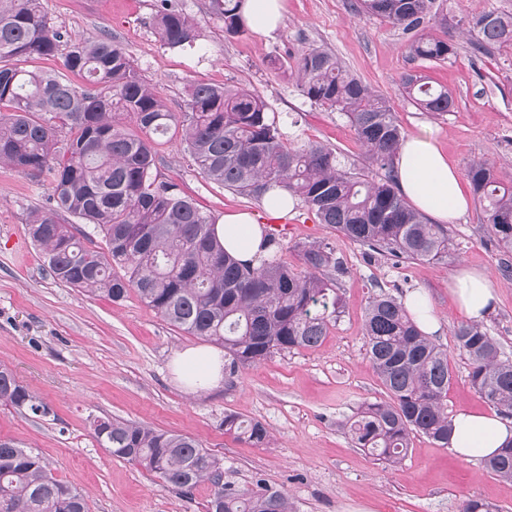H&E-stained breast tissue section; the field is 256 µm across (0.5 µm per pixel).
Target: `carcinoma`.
<instances>
[{
    "mask_svg": "<svg viewBox=\"0 0 512 512\" xmlns=\"http://www.w3.org/2000/svg\"><path fill=\"white\" fill-rule=\"evenodd\" d=\"M244 0H212L229 34L247 30ZM447 0H352L353 11L410 35L414 60L438 62L455 53L453 36L429 30L448 26ZM474 52L512 48V15L495 9L457 22ZM163 46L192 47L197 24L166 6L155 18ZM60 57L86 79L79 86L34 62ZM31 67L26 68L24 64ZM296 88L312 104L345 116L365 150L367 166L341 160L319 142L289 144L264 99L246 86L198 81L185 110L171 111L126 49L102 34L74 40L55 28L43 0H0V164L24 174L52 175L54 205L36 210L29 233L59 282L113 302L135 292L171 326L224 346V372L256 364L276 351L312 349L328 335L340 299L343 261L328 242L293 245L300 265L276 255L257 267L238 263L218 240L216 219L160 177L157 138L171 129L200 173L240 194L262 199L280 192L300 200L368 255L414 261L448 257L443 224H430L401 195L392 174L403 129L385 97L351 74L334 54L312 49L295 60ZM400 86L416 106L435 116L451 111L448 88L410 71ZM466 176L485 216L488 241L512 270V184L486 160H472ZM66 213L93 228L104 246L63 224ZM367 355L388 399L362 404L347 426L352 441L391 467L407 456L412 437L448 446L452 420L446 398L452 380L448 350L424 333L404 300L373 295L365 315ZM469 363L472 387L501 414L512 416V356L484 324L455 330ZM47 415L50 408L6 365L0 364V405ZM94 436L117 458L155 474L190 498L212 486L207 512H294L287 493L256 483L239 489L224 481L221 460L192 437L134 422L100 418ZM224 430L254 447L270 431L255 419L224 415ZM512 481V443L483 460ZM0 512H88L83 493L50 472L43 457L0 438Z\"/></svg>",
    "mask_w": 512,
    "mask_h": 512,
    "instance_id": "carcinoma-1",
    "label": "carcinoma"
}]
</instances>
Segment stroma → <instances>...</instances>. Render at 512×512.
Returning a JSON list of instances; mask_svg holds the SVG:
<instances>
[{"instance_id":"35a3bbf8","label":"stroma","mask_w":512,"mask_h":512,"mask_svg":"<svg viewBox=\"0 0 512 512\" xmlns=\"http://www.w3.org/2000/svg\"><path fill=\"white\" fill-rule=\"evenodd\" d=\"M193 18L201 32L194 47L161 45L153 19L162 2ZM350 0H283L284 19L267 35L225 33L211 0H43L54 26L71 37L108 33L135 59L174 112L183 111L196 81L247 85L279 117H291L287 138L339 148L363 165L364 153L345 117L312 105L299 95L291 67L311 49L335 54L375 92L387 97L405 134L438 144L456 168L485 159L497 177L512 181V50L473 54L467 36L455 34L449 60L419 62L409 57L400 31L376 18L361 17ZM419 71L451 91L454 108L442 116L419 110L399 85ZM157 167L215 217L258 213V200L206 179L184 154L179 135L159 138ZM49 176L33 178L0 166V363L50 407L45 416L0 405V438L39 451L53 474L82 489L89 512H206L211 494L201 483L193 500L145 469L113 457L96 441L92 421L108 417L184 434L221 459L224 478L247 488L255 478L287 492L296 512H461L464 501L481 499L512 512V482L488 473L425 436L413 437L397 468L355 446L343 424L366 401L385 398L366 354L365 311L384 290L406 297L424 291L441 329L436 343L448 350L453 378L449 413L489 411L468 380V361L454 336L465 323L451 294L462 267L490 274L496 290L486 328L512 354V272L500 268L488 244L478 202L449 224L453 246L447 258L407 261L368 258L365 248L319 223L294 205L278 241L290 265L297 241H329L346 271L338 278L343 308L322 344L274 354L238 367L216 387L188 390L174 373L175 353L199 345L197 337L171 326L137 294L113 303L89 297L56 281L41 249L28 233L31 210L51 203ZM265 423L268 445L256 448L226 434V413Z\"/></svg>"}]
</instances>
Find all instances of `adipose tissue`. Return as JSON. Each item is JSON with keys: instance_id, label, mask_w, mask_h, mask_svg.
I'll return each instance as SVG.
<instances>
[{"instance_id": "obj_1", "label": "adipose tissue", "mask_w": 512, "mask_h": 512, "mask_svg": "<svg viewBox=\"0 0 512 512\" xmlns=\"http://www.w3.org/2000/svg\"><path fill=\"white\" fill-rule=\"evenodd\" d=\"M394 173L402 193L436 223L445 224L466 213L468 200L459 174L439 146L406 137L394 158ZM215 231L225 249L241 262L258 264L267 252L266 227L255 214L226 213ZM452 292L459 310L474 321L486 318L496 298L489 274L465 267L454 275ZM173 364L192 389L224 379V353L216 348H185L175 354ZM452 424L448 446L467 461L487 458L512 441V418L496 412L461 411L453 416Z\"/></svg>"}]
</instances>
